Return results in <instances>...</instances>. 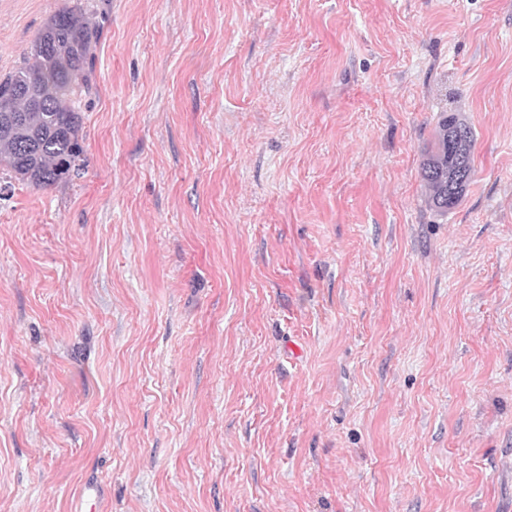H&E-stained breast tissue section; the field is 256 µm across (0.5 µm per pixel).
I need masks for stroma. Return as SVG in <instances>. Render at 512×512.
Instances as JSON below:
<instances>
[{
    "mask_svg": "<svg viewBox=\"0 0 512 512\" xmlns=\"http://www.w3.org/2000/svg\"><path fill=\"white\" fill-rule=\"evenodd\" d=\"M91 3L83 170L0 198V512H512V0ZM459 129V139L449 138L451 130ZM475 131L460 113H440L434 142L425 154L421 165L424 200L437 214H448L464 198L475 175Z\"/></svg>",
    "mask_w": 512,
    "mask_h": 512,
    "instance_id": "1",
    "label": "stroma"
}]
</instances>
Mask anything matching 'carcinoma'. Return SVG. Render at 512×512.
<instances>
[{
	"label": "carcinoma",
	"mask_w": 512,
	"mask_h": 512,
	"mask_svg": "<svg viewBox=\"0 0 512 512\" xmlns=\"http://www.w3.org/2000/svg\"><path fill=\"white\" fill-rule=\"evenodd\" d=\"M100 31L88 0L52 14L30 57L0 80V168L12 181L46 188L80 176L82 102L89 90L92 46ZM475 131L456 112L440 113L421 165L424 200L440 215L455 208L473 182Z\"/></svg>",
	"instance_id": "1"
}]
</instances>
